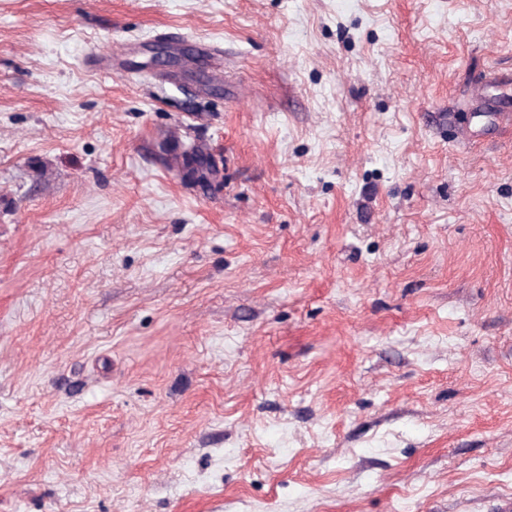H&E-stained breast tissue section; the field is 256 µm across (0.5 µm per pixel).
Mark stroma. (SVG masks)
I'll return each mask as SVG.
<instances>
[{
	"label": "stroma",
	"instance_id": "35a3bbf8",
	"mask_svg": "<svg viewBox=\"0 0 512 512\" xmlns=\"http://www.w3.org/2000/svg\"><path fill=\"white\" fill-rule=\"evenodd\" d=\"M491 72L512 0H0V512L512 499ZM157 161L167 170H174L204 190L218 181L220 171L217 164L203 166L198 159L213 158L203 145L182 141L173 134H164L158 143Z\"/></svg>",
	"mask_w": 512,
	"mask_h": 512
}]
</instances>
